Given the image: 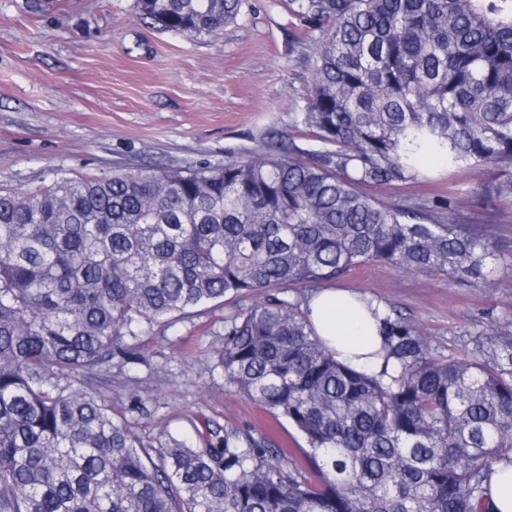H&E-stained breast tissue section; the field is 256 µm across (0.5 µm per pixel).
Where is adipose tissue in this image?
<instances>
[{
  "instance_id": "obj_1",
  "label": "adipose tissue",
  "mask_w": 512,
  "mask_h": 512,
  "mask_svg": "<svg viewBox=\"0 0 512 512\" xmlns=\"http://www.w3.org/2000/svg\"><path fill=\"white\" fill-rule=\"evenodd\" d=\"M374 308L358 292L330 287L310 299L308 315L316 336L337 360L357 370H377L383 364L382 337Z\"/></svg>"
}]
</instances>
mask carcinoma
I'll list each match as a JSON object with an SVG mask.
<instances>
[{"label": "carcinoma", "mask_w": 512, "mask_h": 512, "mask_svg": "<svg viewBox=\"0 0 512 512\" xmlns=\"http://www.w3.org/2000/svg\"><path fill=\"white\" fill-rule=\"evenodd\" d=\"M241 0H137L217 35ZM329 23L305 126L330 146L195 169L116 170L0 191V512H482L512 460V329L447 357L381 311L378 372L313 336L309 297L367 263L485 283L473 224L385 203L432 150L512 167V0H302ZM292 293L260 299L270 289ZM250 301L224 324L225 381L286 418L308 468L237 429L151 448L95 383L151 325ZM83 386L73 389V383Z\"/></svg>", "instance_id": "carcinoma-1"}]
</instances>
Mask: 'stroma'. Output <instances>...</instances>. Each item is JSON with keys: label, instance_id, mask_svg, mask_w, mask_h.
Instances as JSON below:
<instances>
[{"label": "stroma", "instance_id": "35a3bbf8", "mask_svg": "<svg viewBox=\"0 0 512 512\" xmlns=\"http://www.w3.org/2000/svg\"><path fill=\"white\" fill-rule=\"evenodd\" d=\"M327 29L297 0H242L221 34L192 36L158 29L136 0H0V189L24 195L57 171L218 166L280 145L321 152L304 115ZM508 181L512 169L433 162L370 189L389 204L490 225L498 257L489 284L369 263L340 285L395 310L444 356L483 329L512 326V199L496 192ZM239 307L228 300L153 326L137 361L112 367L106 394L153 446L172 436L197 442L219 425L267 438L306 465L297 429L274 412L276 432L254 425L258 402L215 366L224 320Z\"/></svg>", "mask_w": 512, "mask_h": 512}]
</instances>
